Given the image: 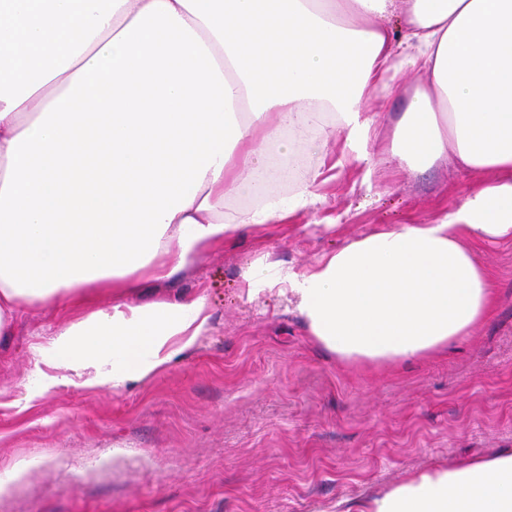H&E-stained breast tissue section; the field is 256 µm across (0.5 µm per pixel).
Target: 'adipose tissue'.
Listing matches in <instances>:
<instances>
[{"mask_svg": "<svg viewBox=\"0 0 512 512\" xmlns=\"http://www.w3.org/2000/svg\"><path fill=\"white\" fill-rule=\"evenodd\" d=\"M410 68L425 85L388 162L413 174L449 154L477 187L303 272L253 273L343 361H409L490 313L471 245L512 240V0H0V342L20 306L73 313L33 392L120 391L192 348L205 296L136 304L139 281L314 204V174L279 198L271 153L327 157L329 113L367 159L369 101ZM228 190L263 204L225 220ZM102 288L111 304L92 306ZM357 512H512V451L409 476Z\"/></svg>", "mask_w": 512, "mask_h": 512, "instance_id": "obj_1", "label": "adipose tissue"}]
</instances>
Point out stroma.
Segmentation results:
<instances>
[{"label":"stroma","mask_w":512,"mask_h":512,"mask_svg":"<svg viewBox=\"0 0 512 512\" xmlns=\"http://www.w3.org/2000/svg\"><path fill=\"white\" fill-rule=\"evenodd\" d=\"M421 82L408 70L371 103L367 162L304 152L276 182L320 170L318 204L287 224L250 225L136 303L205 296L208 332L174 364L115 392L26 389L34 348L64 311L19 310L0 347V512H350L408 475L512 450V242L473 244L493 306L472 336L408 362H344L287 293L259 290L273 264L299 273L354 239L426 224L475 189L444 158L413 174L381 151Z\"/></svg>","instance_id":"stroma-1"}]
</instances>
